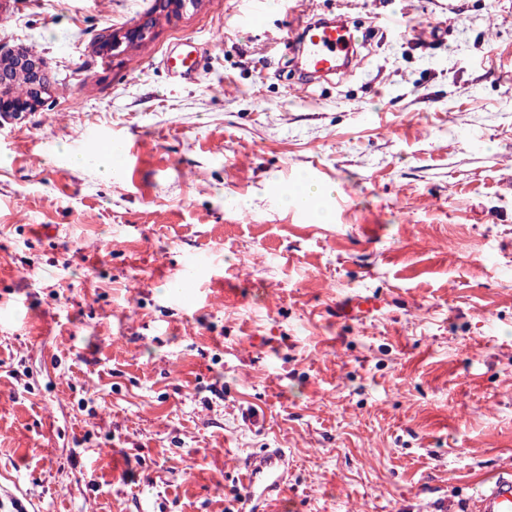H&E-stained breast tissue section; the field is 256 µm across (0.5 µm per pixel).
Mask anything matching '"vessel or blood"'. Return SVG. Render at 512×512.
Instances as JSON below:
<instances>
[{
    "label": "vessel or blood",
    "instance_id": "vessel-or-blood-1",
    "mask_svg": "<svg viewBox=\"0 0 512 512\" xmlns=\"http://www.w3.org/2000/svg\"><path fill=\"white\" fill-rule=\"evenodd\" d=\"M355 31L342 17L318 15L299 21L289 31L288 42L300 75L326 80L349 70L354 62ZM172 77L186 79L196 74L197 62L190 54H170L163 60ZM281 451L265 452L249 459L244 490L234 502L235 512H246L256 492L278 487L282 480ZM470 512H512V471L490 475L484 489L474 498Z\"/></svg>",
    "mask_w": 512,
    "mask_h": 512
}]
</instances>
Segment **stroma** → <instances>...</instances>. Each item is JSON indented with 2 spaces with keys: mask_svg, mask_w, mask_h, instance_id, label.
Here are the masks:
<instances>
[{
  "mask_svg": "<svg viewBox=\"0 0 512 512\" xmlns=\"http://www.w3.org/2000/svg\"><path fill=\"white\" fill-rule=\"evenodd\" d=\"M154 2L0 0L41 93L0 128V512H229L275 448L273 512H464L512 468V0H200L129 46ZM312 11L361 60L307 86ZM163 64L173 78L186 79L197 72L196 59L190 53L168 54ZM323 190H319L317 186L310 182H302L298 185L297 190L293 191L291 194H287L285 196L284 202L288 207H303L307 210L313 211L316 217V220L319 223H331L332 218L327 211L318 210L317 207H312V203L318 194H323Z\"/></svg>",
  "mask_w": 512,
  "mask_h": 512,
  "instance_id": "35a3bbf8",
  "label": "stroma"
}]
</instances>
